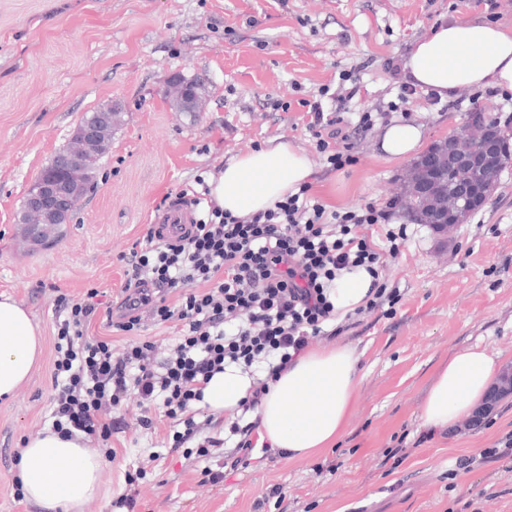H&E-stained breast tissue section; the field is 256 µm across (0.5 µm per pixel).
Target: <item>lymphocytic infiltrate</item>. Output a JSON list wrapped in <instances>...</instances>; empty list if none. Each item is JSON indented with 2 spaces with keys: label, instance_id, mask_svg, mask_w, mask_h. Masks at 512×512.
I'll list each match as a JSON object with an SVG mask.
<instances>
[{
  "label": "lymphocytic infiltrate",
  "instance_id": "lymphocytic-infiltrate-1",
  "mask_svg": "<svg viewBox=\"0 0 512 512\" xmlns=\"http://www.w3.org/2000/svg\"><path fill=\"white\" fill-rule=\"evenodd\" d=\"M387 218L371 204L329 213L300 192L248 217L210 207L187 234L132 251L116 328L137 332L148 306L158 323L179 322L177 344L158 368L149 341L114 356L111 341L86 335L99 309L97 290L77 303L59 298L65 316L56 324L54 431L109 437L120 424L110 411L134 391L193 434L194 406L215 373L257 364L278 376L325 335L337 274L356 267L377 273L384 253L405 243L403 226L388 231L389 250L370 239L368 228ZM173 291L178 302L172 306L167 296Z\"/></svg>",
  "mask_w": 512,
  "mask_h": 512
}]
</instances>
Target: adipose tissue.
Wrapping results in <instances>:
<instances>
[{"label":"adipose tissue","instance_id":"ef3b65f1","mask_svg":"<svg viewBox=\"0 0 512 512\" xmlns=\"http://www.w3.org/2000/svg\"><path fill=\"white\" fill-rule=\"evenodd\" d=\"M412 86L442 100L464 88L512 91V29L489 22L455 21L434 27L413 46L403 68ZM421 126L396 121L380 136L383 157L396 161L421 145ZM318 181L305 151L286 140L238 155L225 163L208 186L224 211L248 217L272 208L285 196ZM373 287L361 267L341 272L330 293L336 313L364 306ZM42 354L39 329L12 297L0 294V400L9 399L27 381ZM354 348L306 349L276 380L256 409L260 441L307 459L342 436L360 384ZM497 373L495 359L480 346L455 351L439 367L421 408L424 426L444 432L470 416L483 401ZM253 377L229 366L203 388V404L216 416L240 410ZM104 465L82 436L63 437L44 430L28 438L20 453L19 478L26 499L45 512H83L104 494Z\"/></svg>","mask_w":512,"mask_h":512}]
</instances>
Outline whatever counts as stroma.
<instances>
[{
	"instance_id": "obj_1",
	"label": "stroma",
	"mask_w": 512,
	"mask_h": 512,
	"mask_svg": "<svg viewBox=\"0 0 512 512\" xmlns=\"http://www.w3.org/2000/svg\"><path fill=\"white\" fill-rule=\"evenodd\" d=\"M472 19L512 27V0H0V294L27 310L43 339L28 382L0 403V512H43L17 501L13 484L24 440L52 425L57 296L79 301L98 289L88 333L122 354L130 339L112 324L127 257L157 225L161 201L185 197L202 217L210 203L199 178L280 137L318 173L309 200L330 212L387 206L389 224L408 226L406 243L384 258L393 299L338 316L340 333L318 339L360 356L345 434L312 458L257 448L236 468L231 417L199 408L195 435L177 449L180 424L158 416L145 426L132 396L114 412L121 427L92 443L110 494L86 512H512V461L455 469L512 434V394L473 430L460 422L432 435L421 421L434 372L456 350L477 344L512 366V166L470 222L442 237L394 207L412 162L386 160L377 147L397 120L421 125L430 145L473 110L512 117V91L400 98L415 42L436 24ZM175 74L207 81L201 111L173 108L165 81ZM110 101L125 112L96 182L63 236L34 244L18 223L25 194L81 117ZM311 103L341 118L350 165L334 168L317 151ZM365 112L377 115L368 129L358 124ZM211 438L223 447L198 456ZM136 470L132 488L125 474ZM275 485L283 497L271 495ZM130 493L131 511L119 504Z\"/></svg>"
}]
</instances>
